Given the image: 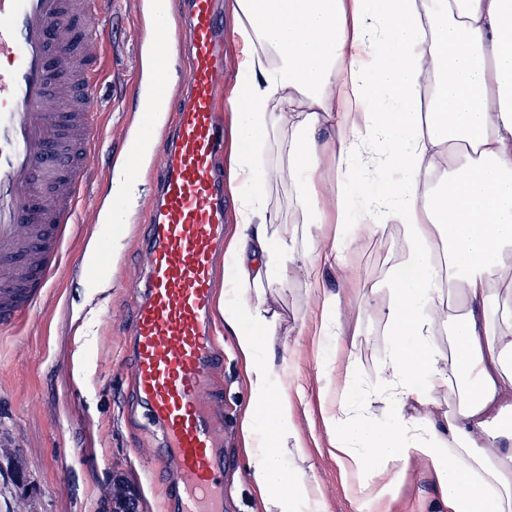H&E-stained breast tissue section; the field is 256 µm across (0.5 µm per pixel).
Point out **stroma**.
<instances>
[{
    "mask_svg": "<svg viewBox=\"0 0 512 512\" xmlns=\"http://www.w3.org/2000/svg\"><path fill=\"white\" fill-rule=\"evenodd\" d=\"M115 22L102 61L95 95L104 146L88 168L89 191L80 207L82 231L65 242L55 279L34 314L0 334V442L17 451L22 471L0 456V512H100L113 480L133 484L142 512H174L166 473L156 469L153 451L161 447L144 404L131 390L130 308L132 290L145 265L142 236L147 207L157 193L156 162L145 163L138 197L122 241L108 266L107 290L73 273L76 257L94 237V221L112 193L111 159L121 158L128 129L135 122L136 58L141 23L136 0H111ZM401 248L398 228L348 242L350 263L361 278L347 283L338 266L325 265L324 283L340 299L336 316L351 355L318 351L309 318L322 311V299L308 286L302 269L288 273V285L272 289L268 304L281 318L279 342L291 354L290 371L304 393L294 424L323 493L324 512H357L335 460L328 453L324 413L335 401L344 372L355 384L347 392L371 424L387 421V405L366 394L383 378L389 346L382 314L365 299L381 281ZM220 358L212 396L221 409L224 460V512H264L250 479L241 424L251 404L246 365L236 339L217 325ZM396 512H443L440 495L426 467H409L396 487Z\"/></svg>",
    "mask_w": 512,
    "mask_h": 512,
    "instance_id": "35a3bbf8",
    "label": "stroma"
}]
</instances>
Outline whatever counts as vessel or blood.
<instances>
[{"label": "vessel or blood", "mask_w": 512, "mask_h": 512, "mask_svg": "<svg viewBox=\"0 0 512 512\" xmlns=\"http://www.w3.org/2000/svg\"><path fill=\"white\" fill-rule=\"evenodd\" d=\"M140 3L149 15L140 44L156 65L138 88V133L125 141L131 168L166 100L179 104L158 152L141 298L131 310L133 392L161 431L159 462L179 512H223L221 437L205 393L216 362L210 326L226 229L216 111L228 32L216 0H187L186 89L178 97L167 76L170 0ZM111 23L109 0H0L1 325L34 310L77 229L99 138V41Z\"/></svg>", "instance_id": "obj_1"}]
</instances>
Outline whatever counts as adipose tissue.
<instances>
[{
	"mask_svg": "<svg viewBox=\"0 0 512 512\" xmlns=\"http://www.w3.org/2000/svg\"><path fill=\"white\" fill-rule=\"evenodd\" d=\"M232 12L242 78L225 109L237 233L218 308L247 364L243 429L264 512L322 508L317 479L295 464L306 455L293 423L304 394L275 368L279 318L266 293L298 265L324 308L336 304L271 203L283 177L295 187L297 223L342 269L347 238L402 230L403 250L375 288L393 342L370 393L391 417L369 433L340 398L324 418L349 495L362 512H392L395 485L421 462L445 512H512V429L491 424L512 402V322L498 314L501 288L512 285V0H233ZM272 134L281 138L275 166L254 153ZM325 165L337 175L329 207L318 188ZM358 175L382 178L359 204L348 191ZM438 240L443 266L433 260ZM443 315L449 355L433 343ZM452 372L472 377L468 402L440 424L407 415L408 404L451 392Z\"/></svg>",
	"mask_w": 512,
	"mask_h": 512,
	"instance_id": "1",
	"label": "adipose tissue"
}]
</instances>
